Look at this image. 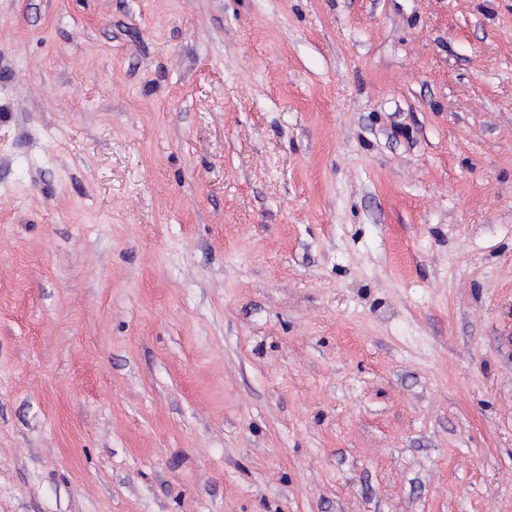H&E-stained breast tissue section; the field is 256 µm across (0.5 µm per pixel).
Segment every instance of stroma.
<instances>
[{
  "mask_svg": "<svg viewBox=\"0 0 512 512\" xmlns=\"http://www.w3.org/2000/svg\"><path fill=\"white\" fill-rule=\"evenodd\" d=\"M0 512H512V0H0Z\"/></svg>",
  "mask_w": 512,
  "mask_h": 512,
  "instance_id": "1",
  "label": "stroma"
}]
</instances>
